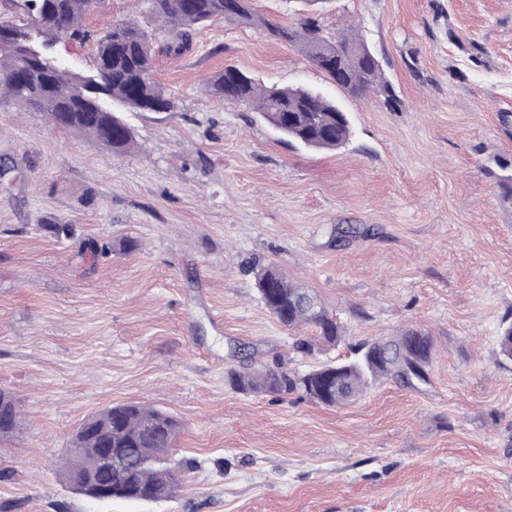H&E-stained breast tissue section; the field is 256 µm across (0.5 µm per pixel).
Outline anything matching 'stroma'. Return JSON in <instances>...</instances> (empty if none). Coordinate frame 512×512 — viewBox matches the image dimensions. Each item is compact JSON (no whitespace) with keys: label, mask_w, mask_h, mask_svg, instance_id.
Returning <instances> with one entry per match:
<instances>
[{"label":"stroma","mask_w":512,"mask_h":512,"mask_svg":"<svg viewBox=\"0 0 512 512\" xmlns=\"http://www.w3.org/2000/svg\"><path fill=\"white\" fill-rule=\"evenodd\" d=\"M328 34L362 31L394 99L352 98L262 27L216 20L154 58L173 111L126 112L113 155L48 115L0 99V389L21 411L0 441V502L18 512H512V203L489 168L512 156V0H329ZM166 36L145 0H105L85 40L57 45L88 72L112 22ZM232 65L304 85L350 112L336 152L288 145L242 106L211 99ZM55 224L68 225L55 234ZM350 231L337 239L340 228ZM315 293L348 346L292 350L254 265ZM415 328L430 381H395L325 408L245 396L242 358L304 371ZM139 401L178 417L173 498L100 502L56 473L79 424Z\"/></svg>","instance_id":"obj_1"}]
</instances>
